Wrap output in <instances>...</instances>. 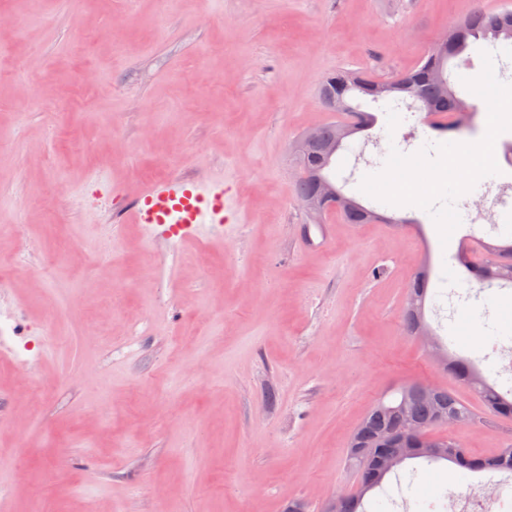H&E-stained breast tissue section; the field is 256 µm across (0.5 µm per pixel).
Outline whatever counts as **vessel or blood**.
I'll use <instances>...</instances> for the list:
<instances>
[{
	"instance_id": "b4317fda",
	"label": "vessel or blood",
	"mask_w": 512,
	"mask_h": 512,
	"mask_svg": "<svg viewBox=\"0 0 512 512\" xmlns=\"http://www.w3.org/2000/svg\"><path fill=\"white\" fill-rule=\"evenodd\" d=\"M141 207L132 217L141 224H169L177 241L202 229L223 231L226 222L236 220L224 207V188L220 185L172 178L146 187Z\"/></svg>"
}]
</instances>
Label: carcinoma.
Listing matches in <instances>:
<instances>
[{"label":"carcinoma","instance_id":"carcinoma-1","mask_svg":"<svg viewBox=\"0 0 512 512\" xmlns=\"http://www.w3.org/2000/svg\"><path fill=\"white\" fill-rule=\"evenodd\" d=\"M448 48H434L424 56L411 70L382 80L367 70L339 69L328 74L320 84L319 99L326 96H339L349 106L348 115L353 121L332 120L321 125L323 144L334 143L338 149L345 148V139L365 130L375 122V116L369 112H357L349 105L354 96H361L377 102L385 97H393L397 102L410 97L420 103V108L433 118L445 120L443 132H458L468 126L475 105L468 102L455 91L452 81H462L464 71L470 69V59L462 57L470 43L479 39L512 45V8L505 6L499 10L477 9L467 14L445 35ZM459 59L455 69L448 64ZM296 167L311 168L318 175L327 177V170L333 158L314 149L300 151L292 148ZM341 216L347 224H365L372 211L365 208L355 198L339 206ZM459 263L469 275L484 287L512 286V241L506 244L486 243L481 251L465 250L457 255ZM427 295V272L418 271L408 289V297L414 299V305L404 307L403 325L412 335H419L427 328L424 321V307ZM446 368L461 384L476 392L485 412L499 418L512 417V388L502 391L496 385L488 383L482 372L465 358L450 359ZM420 384L409 383L398 390L399 397L392 402L383 400L373 404L354 428L348 441L356 440L368 448H375L388 438L393 431H400L409 418H414L432 432L441 427L438 418L447 417L454 421H471L477 417L473 409L455 392L440 388L431 399L418 396ZM436 440L430 438L415 439L411 447L415 448L411 459L425 463L447 461L469 470H509L512 471V446L506 445L497 454L474 459L469 457L463 444L452 435L441 441L443 448L436 454L430 446ZM357 472L363 490L359 494L341 493L336 495L339 512H365L364 497L367 493L382 487L389 472L368 473L364 462L348 460Z\"/></svg>","mask_w":512,"mask_h":512}]
</instances>
